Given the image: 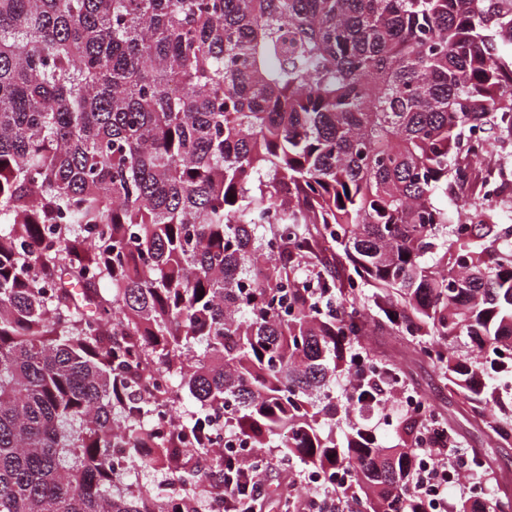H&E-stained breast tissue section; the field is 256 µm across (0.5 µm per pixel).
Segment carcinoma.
<instances>
[{"mask_svg": "<svg viewBox=\"0 0 512 512\" xmlns=\"http://www.w3.org/2000/svg\"><path fill=\"white\" fill-rule=\"evenodd\" d=\"M488 128L512 148V0H0V512H199L206 471L114 469L222 472L220 416L355 512H427L426 418H360L399 376L355 378L373 323L512 447ZM169 474L167 470H147V471H134L130 472L125 478L124 482L132 484L134 491L143 490L146 492H152L158 486L168 483Z\"/></svg>", "mask_w": 512, "mask_h": 512, "instance_id": "carcinoma-1", "label": "carcinoma"}]
</instances>
